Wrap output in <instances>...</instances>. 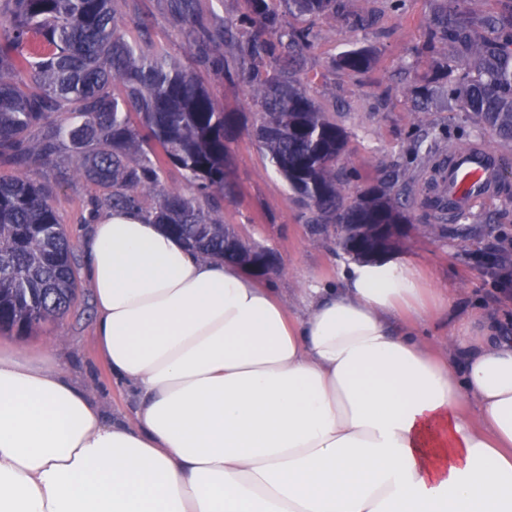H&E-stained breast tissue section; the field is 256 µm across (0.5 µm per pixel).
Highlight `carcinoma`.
Segmentation results:
<instances>
[{
  "instance_id": "obj_1",
  "label": "carcinoma",
  "mask_w": 512,
  "mask_h": 512,
  "mask_svg": "<svg viewBox=\"0 0 512 512\" xmlns=\"http://www.w3.org/2000/svg\"><path fill=\"white\" fill-rule=\"evenodd\" d=\"M235 26L197 42L215 45L208 64L236 76L257 107L254 135L288 189L302 204L314 235L342 224V250L380 224H407L404 172L349 195L347 174L336 167L346 133L309 96L294 74L312 47L311 32L290 28L288 15L342 18L351 32L373 26L369 12L347 14L342 0H243ZM178 17L197 23V0H175ZM460 44L475 74L432 78L413 99L418 125H431L429 104L443 90L475 126L512 141V9L475 27L465 0H434L424 49L439 55ZM342 68L371 66L362 48L345 52ZM120 91H114V88ZM63 114L79 121L57 122ZM232 117L220 109L195 74L150 42L131 43L118 31L113 0H0V330L30 334L64 318L76 299L72 246L51 191L29 179L31 169L71 148L70 173L109 189L93 212L136 210L163 224L205 259L245 266L257 247L221 217L232 199ZM169 167L181 171L194 194L165 190ZM153 206L145 207L146 199Z\"/></svg>"
}]
</instances>
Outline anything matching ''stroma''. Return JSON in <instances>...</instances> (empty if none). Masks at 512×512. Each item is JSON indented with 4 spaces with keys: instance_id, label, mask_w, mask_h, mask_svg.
<instances>
[{
    "instance_id": "stroma-1",
    "label": "stroma",
    "mask_w": 512,
    "mask_h": 512,
    "mask_svg": "<svg viewBox=\"0 0 512 512\" xmlns=\"http://www.w3.org/2000/svg\"><path fill=\"white\" fill-rule=\"evenodd\" d=\"M344 8L373 10L374 28L350 37L339 22L292 17L288 24L314 31L313 46L306 51L297 78L348 135L340 164L356 173L350 193L378 183L394 169L412 176V226L401 255L419 265L434 287L454 297L457 314L492 312L512 335V267L498 264L502 253L512 252V141H500L487 131L475 132L466 113L442 96L431 101L430 129L420 133L406 89L422 84L439 64L438 58L420 52L432 18V0H406L399 10L391 0H344ZM115 9L119 31L131 40L141 37L139 19H149L153 44L193 70L219 106L234 113L237 130L230 144L234 195L224 205V221L245 226L254 240L277 251L280 269L261 284L273 289L287 310L302 312L306 288L338 282L350 258L337 245L335 235H312L304 224L300 205L254 137L256 114L244 83L199 61L196 30L174 23L170 0H116ZM354 48L371 53L368 72L357 74L338 65L339 56ZM423 135L435 155L447 154L449 146L463 137L481 142L499 161L500 194L478 201L468 226L447 225L441 238L422 231L424 225L439 221L425 205L428 170L412 152ZM30 176L54 188L52 203L73 247L78 296L63 320L28 336L2 330L0 345L21 344L39 354L62 341L70 380L89 390L105 418L130 416L129 389L112 374L93 336L96 313L83 243L93 224L91 202L104 190L81 176L61 180L55 163L31 170Z\"/></svg>"
}]
</instances>
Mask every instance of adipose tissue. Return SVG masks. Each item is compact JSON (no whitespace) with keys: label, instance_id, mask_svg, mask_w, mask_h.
Returning <instances> with one entry per match:
<instances>
[{"label":"adipose tissue","instance_id":"obj_1","mask_svg":"<svg viewBox=\"0 0 512 512\" xmlns=\"http://www.w3.org/2000/svg\"><path fill=\"white\" fill-rule=\"evenodd\" d=\"M105 420L51 353L0 349V512H512V336L389 254L287 313L141 215L84 242ZM446 315L448 352L414 335Z\"/></svg>","mask_w":512,"mask_h":512}]
</instances>
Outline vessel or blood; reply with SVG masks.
Wrapping results in <instances>:
<instances>
[{
    "mask_svg": "<svg viewBox=\"0 0 512 512\" xmlns=\"http://www.w3.org/2000/svg\"><path fill=\"white\" fill-rule=\"evenodd\" d=\"M438 186L446 200L445 214L468 211L479 199L494 194L498 184V160L486 148L450 149L437 174Z\"/></svg>",
    "mask_w": 512,
    "mask_h": 512,
    "instance_id": "vessel-or-blood-1",
    "label": "vessel or blood"
}]
</instances>
